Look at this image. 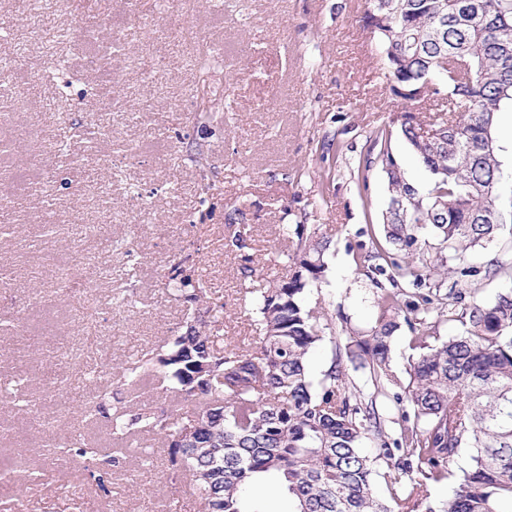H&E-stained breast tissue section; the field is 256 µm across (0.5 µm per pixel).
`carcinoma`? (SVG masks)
<instances>
[{
	"label": "carcinoma",
	"instance_id": "1",
	"mask_svg": "<svg viewBox=\"0 0 512 512\" xmlns=\"http://www.w3.org/2000/svg\"><path fill=\"white\" fill-rule=\"evenodd\" d=\"M362 22L405 109L396 125L372 133L352 169L365 193L368 171L380 166L389 190L383 237L355 257L358 266L379 261L374 270L391 284H376L374 324L335 345L321 376L311 373L309 354L326 324L306 293L323 277L330 240L310 237L299 240L287 276L248 291L260 332L255 350H217L214 321L193 309L167 349L142 351L119 376L133 391L161 368L170 389L194 404L185 416L114 405L112 438L164 437L202 512H266L248 493L255 483L287 495L290 512H506L503 505H512V289L467 304L463 292L505 269L495 259L484 269L467 265L464 253L495 243L512 223L495 126L496 113L512 104V0H367ZM457 60L469 63V78ZM423 84L432 96L446 88L447 119L422 121L406 92ZM395 135L431 174L427 189L404 176ZM426 233L456 267L420 272L414 256ZM172 272L174 292L192 283L194 301L204 298L205 282L192 268ZM443 320L460 323L462 334L439 341ZM403 323L416 352L404 382L390 366ZM344 358L368 369L374 393L348 386ZM389 396L403 406L405 426L394 436L378 409V398ZM61 452L91 462L99 455L81 442ZM463 454L467 467L450 471ZM450 476L454 494L432 503V487Z\"/></svg>",
	"mask_w": 512,
	"mask_h": 512
}]
</instances>
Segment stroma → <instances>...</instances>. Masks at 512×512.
I'll return each mask as SVG.
<instances>
[{
  "label": "stroma",
  "instance_id": "35a3bbf8",
  "mask_svg": "<svg viewBox=\"0 0 512 512\" xmlns=\"http://www.w3.org/2000/svg\"><path fill=\"white\" fill-rule=\"evenodd\" d=\"M366 0H0L17 38L0 57V383L42 374L64 383L41 413L0 392V512H200L163 438L129 437L119 453L108 413L91 391L130 408L185 405L150 378L139 395L117 383L130 354L161 348L188 305L165 286L174 263L207 283L225 344L253 347L259 331L244 287L287 274L299 235L331 239L309 299L329 327L310 368L330 365L335 343L376 315L377 289L353 256L368 213L388 197L384 173L359 195L351 168L400 99L381 50L362 26ZM121 36L109 71L86 61ZM160 64L145 79V54ZM338 136L343 156L321 159ZM252 276H245L244 265ZM72 273L85 289L63 290ZM79 439L120 456L110 491L84 459L50 452Z\"/></svg>",
  "mask_w": 512,
  "mask_h": 512
}]
</instances>
